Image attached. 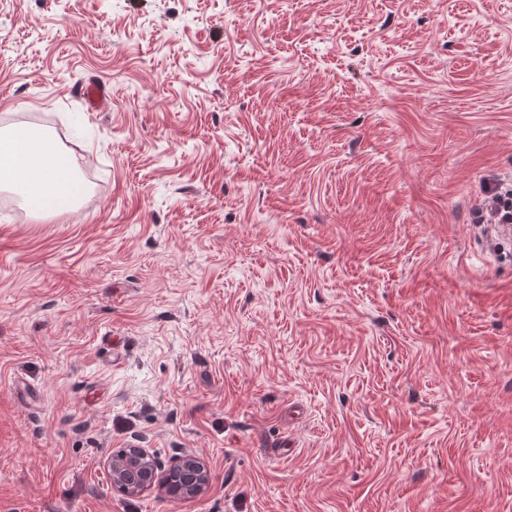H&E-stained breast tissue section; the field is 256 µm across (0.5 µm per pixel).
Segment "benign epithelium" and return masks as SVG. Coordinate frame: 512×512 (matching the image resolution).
Here are the masks:
<instances>
[{
    "mask_svg": "<svg viewBox=\"0 0 512 512\" xmlns=\"http://www.w3.org/2000/svg\"><path fill=\"white\" fill-rule=\"evenodd\" d=\"M112 483L127 495L154 487L178 500L201 496L211 480L207 464L193 454H184L166 466L145 448H132L108 459Z\"/></svg>",
    "mask_w": 512,
    "mask_h": 512,
    "instance_id": "benign-epithelium-1",
    "label": "benign epithelium"
}]
</instances>
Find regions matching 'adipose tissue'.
Masks as SVG:
<instances>
[{
  "mask_svg": "<svg viewBox=\"0 0 512 512\" xmlns=\"http://www.w3.org/2000/svg\"><path fill=\"white\" fill-rule=\"evenodd\" d=\"M80 165L44 131L0 127V189L19 195L36 216L77 211L84 193Z\"/></svg>",
  "mask_w": 512,
  "mask_h": 512,
  "instance_id": "adipose-tissue-1",
  "label": "adipose tissue"
}]
</instances>
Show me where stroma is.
Returning a JSON list of instances; mask_svg holds the SVG:
<instances>
[{
	"label": "stroma",
	"instance_id": "obj_1",
	"mask_svg": "<svg viewBox=\"0 0 512 512\" xmlns=\"http://www.w3.org/2000/svg\"><path fill=\"white\" fill-rule=\"evenodd\" d=\"M30 116L88 191L0 190V512H512V0H0ZM481 206L485 211H494L500 214L501 218L498 224L512 223V200L509 197L510 191L502 192V187L498 184L488 182L482 187ZM509 195V196H507ZM112 483L127 495H138L158 486L178 500L201 496L211 480L207 464L194 454H184L167 468L144 448H131L108 459ZM175 480L178 483H174Z\"/></svg>",
	"mask_w": 512,
	"mask_h": 512
}]
</instances>
